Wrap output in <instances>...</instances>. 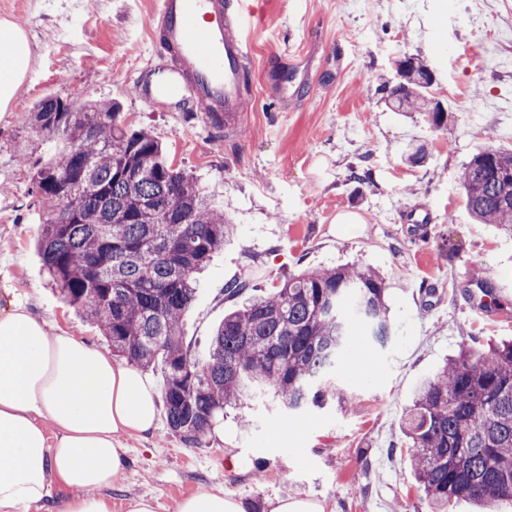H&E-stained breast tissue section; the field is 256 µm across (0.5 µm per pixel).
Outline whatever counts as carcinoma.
<instances>
[{
    "mask_svg": "<svg viewBox=\"0 0 512 512\" xmlns=\"http://www.w3.org/2000/svg\"><path fill=\"white\" fill-rule=\"evenodd\" d=\"M387 90L395 112H433L425 65L407 58ZM39 135L62 144L33 166L44 213L38 250L62 299L98 327L112 354L164 369L169 429L201 444L226 409L271 391L290 410L321 407L329 375L352 337L354 307L380 343L390 336L387 288L370 268L291 274L253 290L227 315L198 362L184 346L183 318L197 298L194 273L224 246V211L194 177L169 164L147 131L119 107L48 97L29 113ZM466 207L512 236V152L482 149L461 174ZM429 512L470 501L492 512L512 500V341L458 352L418 385L402 429Z\"/></svg>",
    "mask_w": 512,
    "mask_h": 512,
    "instance_id": "carcinoma-1",
    "label": "carcinoma"
}]
</instances>
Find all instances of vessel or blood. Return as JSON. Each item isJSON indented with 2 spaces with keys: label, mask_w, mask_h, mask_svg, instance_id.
I'll return each instance as SVG.
<instances>
[{
  "label": "vessel or blood",
  "mask_w": 512,
  "mask_h": 512,
  "mask_svg": "<svg viewBox=\"0 0 512 512\" xmlns=\"http://www.w3.org/2000/svg\"><path fill=\"white\" fill-rule=\"evenodd\" d=\"M251 0H158L152 22L176 52L175 92L198 108L203 126L223 119L225 134L248 120L245 78L253 68L246 24Z\"/></svg>",
  "instance_id": "b4317fda"
}]
</instances>
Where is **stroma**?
<instances>
[{"label":"stroma","instance_id":"obj_1","mask_svg":"<svg viewBox=\"0 0 512 512\" xmlns=\"http://www.w3.org/2000/svg\"><path fill=\"white\" fill-rule=\"evenodd\" d=\"M248 26L253 55L248 123L228 140L198 126L195 105L151 99L146 81L167 70L148 20L157 0H0V21L25 32L29 71L0 117V304L23 303L51 330L96 346L104 340L48 285L37 243L42 212L31 193L33 161L49 159L30 138L28 114L46 97L73 94L119 103L124 122L148 131L176 168L191 173L232 224L221 250L198 276L184 317L191 355L206 360L214 328L236 308L230 281L267 290L309 268L379 271L390 288L391 336L360 331L331 374L337 397L324 407L288 411L272 397L229 409L224 436L186 446L158 422L153 433L120 437L129 463L111 491L113 512L132 497H154L176 512L196 492L224 489L245 512H269L282 497L317 499L324 512H426L400 426L418 383L462 342L512 338V238L469 215L459 177L478 148L512 152V0H254ZM311 64L299 103L280 111L268 81L280 46ZM420 58L432 74L429 98L445 109L395 112L382 85L398 62ZM481 104L471 117L469 103ZM426 158L410 162L416 147ZM365 174L351 180L352 168ZM427 212V227L404 208ZM342 215L353 223H339ZM496 291L493 315L475 309ZM264 472L254 477L255 462Z\"/></svg>","mask_w":512,"mask_h":512}]
</instances>
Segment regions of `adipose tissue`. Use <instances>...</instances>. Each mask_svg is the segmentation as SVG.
<instances>
[{
    "label": "adipose tissue",
    "mask_w": 512,
    "mask_h": 512,
    "mask_svg": "<svg viewBox=\"0 0 512 512\" xmlns=\"http://www.w3.org/2000/svg\"><path fill=\"white\" fill-rule=\"evenodd\" d=\"M30 61L23 32L0 22L1 113ZM160 406L138 369L48 332L24 305L0 308V512H112L110 490L127 466L118 437L153 431Z\"/></svg>",
    "instance_id": "ef3b65f1"
}]
</instances>
